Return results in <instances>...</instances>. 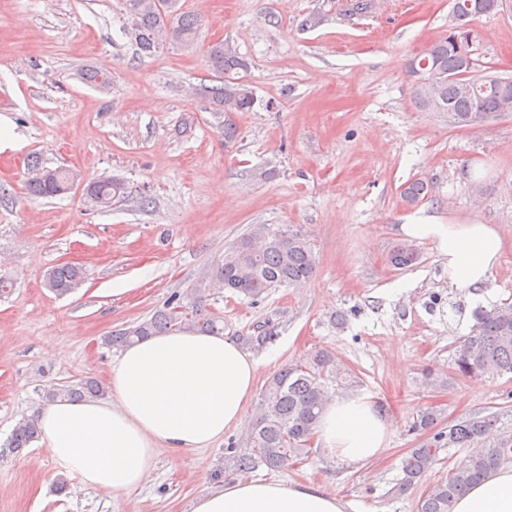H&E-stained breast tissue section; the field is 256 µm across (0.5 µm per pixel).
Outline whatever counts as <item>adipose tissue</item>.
Segmentation results:
<instances>
[{"label": "adipose tissue", "mask_w": 512, "mask_h": 512, "mask_svg": "<svg viewBox=\"0 0 512 512\" xmlns=\"http://www.w3.org/2000/svg\"><path fill=\"white\" fill-rule=\"evenodd\" d=\"M401 238L430 240L448 262V284L476 290L504 247L497 225L470 217L440 224L421 219L397 228ZM259 362L236 340L192 332L154 336L125 348L108 367L105 400L55 402L39 408L41 450L83 484L110 492L141 487L164 452L195 451L239 426ZM392 422L369 400H332L317 433L324 447L355 466L385 449ZM341 496L307 484L243 475L197 497L192 512H345ZM452 512H512V465L471 486Z\"/></svg>", "instance_id": "ef3b65f1"}]
</instances>
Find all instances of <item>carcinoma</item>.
I'll use <instances>...</instances> for the list:
<instances>
[{
	"label": "carcinoma",
	"mask_w": 512,
	"mask_h": 512,
	"mask_svg": "<svg viewBox=\"0 0 512 512\" xmlns=\"http://www.w3.org/2000/svg\"><path fill=\"white\" fill-rule=\"evenodd\" d=\"M125 31L134 41L138 55H152L160 44L171 42L183 49L198 44L201 27L197 15L182 10L179 0H125ZM476 14L461 8L454 13V24L448 35L428 48L422 57L409 62L411 76L428 71L435 74L458 73V44L473 40L471 19ZM213 71L224 77L223 84L206 86L203 95L210 108L224 113V142L237 138L233 115L247 112L254 105V95L247 84L235 78L247 69V62L238 53L217 42L206 50ZM427 62V69L421 68ZM505 84L498 76L472 79V89L459 94L455 84L446 80L426 91H417L415 104L422 111H454L457 123L477 125L493 111L503 96ZM27 188L31 195L53 198L84 184L83 194L95 207H107L112 199L128 193L120 179L105 178L83 182L81 174L66 168H48L39 158L31 161ZM429 195L428 183L413 179L403 184L401 198L416 207ZM418 250L410 244L397 246L390 263L398 269L416 265ZM317 270V257L308 236L299 230L272 224H256L250 233L238 238L214 261L207 275L183 294H175L151 315L133 325L104 337V344L115 348L152 336L170 332H196L224 335V316L212 311L208 301L226 291L256 301L270 289L300 285L310 280ZM85 271L72 264H58L45 276V286L57 296H65L79 288ZM471 333L458 342L453 369L461 377H494L512 374V304L505 302L490 310H479ZM356 376L336 365V354L319 349L302 364H287L265 383L256 414L251 421V447L226 448L228 459L238 470L264 466L278 471L293 459L307 457L317 424L332 395L355 392ZM105 386L95 378L54 387L45 392V399L55 402H81L101 398ZM412 429L428 432L418 448L411 449L401 461V477L393 493L403 495L414 488L437 461L442 447L468 448L469 454L448 471V478L436 483L418 501V512H451L455 499L471 485L485 479L505 464L512 462V430L502 424L498 413L474 414L448 429L438 428V415L432 408L422 412ZM39 437L37 420L24 417L12 431L6 449L17 454Z\"/></svg>",
	"instance_id": "cac0c4a2"
}]
</instances>
